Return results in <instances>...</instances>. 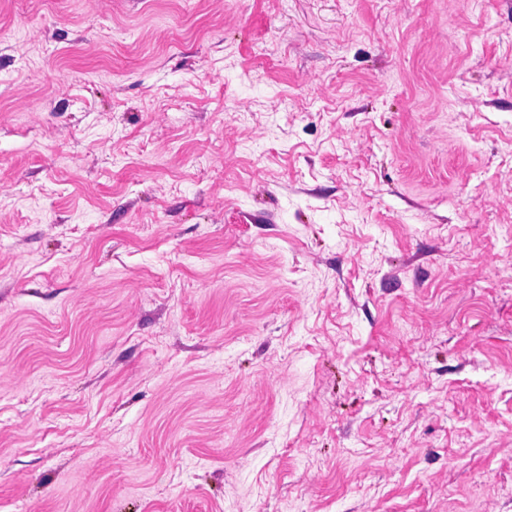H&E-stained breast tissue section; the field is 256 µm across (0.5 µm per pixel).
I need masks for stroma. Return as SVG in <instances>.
<instances>
[{"label": "stroma", "mask_w": 512, "mask_h": 512, "mask_svg": "<svg viewBox=\"0 0 512 512\" xmlns=\"http://www.w3.org/2000/svg\"><path fill=\"white\" fill-rule=\"evenodd\" d=\"M0 512H512V0H0Z\"/></svg>", "instance_id": "1"}]
</instances>
